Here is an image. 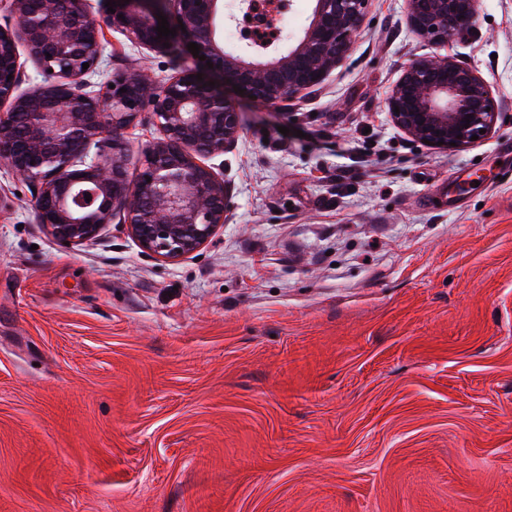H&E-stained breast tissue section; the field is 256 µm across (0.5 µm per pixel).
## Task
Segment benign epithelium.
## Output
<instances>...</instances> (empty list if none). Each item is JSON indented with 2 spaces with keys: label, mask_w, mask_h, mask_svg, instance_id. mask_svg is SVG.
<instances>
[{
  "label": "benign epithelium",
  "mask_w": 512,
  "mask_h": 512,
  "mask_svg": "<svg viewBox=\"0 0 512 512\" xmlns=\"http://www.w3.org/2000/svg\"><path fill=\"white\" fill-rule=\"evenodd\" d=\"M7 2L11 23L0 26V105L7 106L0 113V164L31 183L38 223L59 243L93 241L119 215L144 253L170 260L197 252L226 222L228 185L203 159L235 145L241 118L235 100L211 86L210 77L244 89L242 98L279 107L318 86L348 56L368 0H316L298 43L271 61L255 59L250 43L237 52L224 47L217 37L220 0H115L112 29L133 45L155 51L193 42L200 49L194 66L160 87L140 72L119 71L101 94L90 90V78L102 71L101 37L83 0ZM405 2L410 29L433 44L471 28L479 13V0ZM164 3L172 5L169 28L176 32L160 39ZM21 47L41 76L26 90ZM385 107L413 139L448 149L470 144L474 135L485 138L497 117L491 85L448 57L410 59ZM146 110L162 137L146 146L131 174L123 130ZM106 129L110 151L90 155L92 140Z\"/></svg>",
  "instance_id": "1"
}]
</instances>
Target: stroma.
<instances>
[{"instance_id":"obj_1","label":"stroma","mask_w":512,"mask_h":512,"mask_svg":"<svg viewBox=\"0 0 512 512\" xmlns=\"http://www.w3.org/2000/svg\"><path fill=\"white\" fill-rule=\"evenodd\" d=\"M87 8L96 90L189 65ZM415 56L490 83L488 138L393 123ZM239 108L227 221L178 260L57 243L0 165V512H512V0L441 46L369 0L311 94Z\"/></svg>"}]
</instances>
